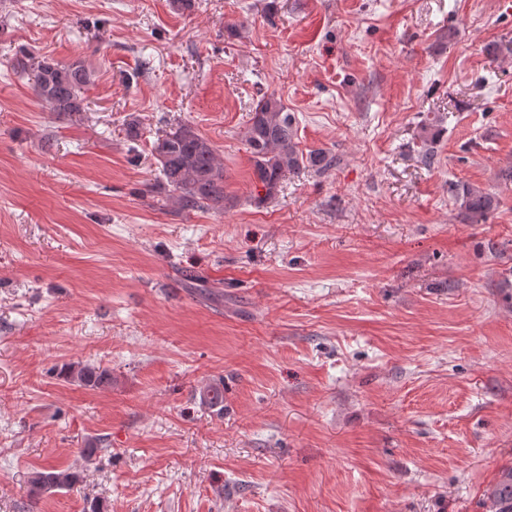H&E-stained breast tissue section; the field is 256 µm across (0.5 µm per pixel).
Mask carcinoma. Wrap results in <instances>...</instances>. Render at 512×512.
<instances>
[{"label": "carcinoma", "mask_w": 512, "mask_h": 512, "mask_svg": "<svg viewBox=\"0 0 512 512\" xmlns=\"http://www.w3.org/2000/svg\"><path fill=\"white\" fill-rule=\"evenodd\" d=\"M27 69L31 70L38 98L50 111L68 117L87 111L83 93L93 83L95 74L82 62L62 65L48 57L31 56ZM436 137V124L421 125L419 138L426 163L433 156L432 143ZM244 141L255 183L261 185L267 198L276 194L290 172L309 168L322 174L336 164V157L324 149L306 153L299 149L297 119L273 93L264 94L257 101L250 113ZM152 153L160 168L155 193L174 198L183 209L224 210V165L212 143L191 124L180 123L156 136ZM456 198L465 219L472 224L482 221L498 204L494 194L471 186L462 187ZM66 377L91 388L112 383V372L99 366H73L67 370ZM78 483L79 475L69 469L43 470L29 479L34 496L69 491ZM483 507L485 512H512V465L501 468L497 480L485 492Z\"/></svg>", "instance_id": "carcinoma-1"}]
</instances>
